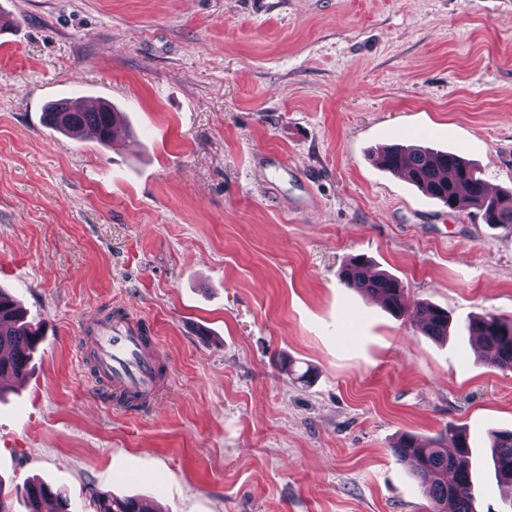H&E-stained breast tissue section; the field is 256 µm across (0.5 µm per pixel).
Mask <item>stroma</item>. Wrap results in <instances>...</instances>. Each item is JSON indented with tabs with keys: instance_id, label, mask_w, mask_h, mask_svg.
<instances>
[{
	"instance_id": "stroma-1",
	"label": "stroma",
	"mask_w": 512,
	"mask_h": 512,
	"mask_svg": "<svg viewBox=\"0 0 512 512\" xmlns=\"http://www.w3.org/2000/svg\"><path fill=\"white\" fill-rule=\"evenodd\" d=\"M0 288L41 325L0 400V481L164 512H429L390 447L466 430L478 512H504L489 433L512 372L473 316L512 318V233L381 168L385 146L464 151L512 189V0H0ZM123 114L103 145L49 127L62 98ZM400 280L393 316L340 281ZM425 300L448 337L418 329ZM159 339L158 404L108 405L81 327ZM340 279L346 287L377 298L389 312L395 315L404 312V289L398 279L385 272L373 271L364 256L351 258L341 270ZM93 512H154L155 503L142 497L113 496L107 492L91 490Z\"/></svg>"
}]
</instances>
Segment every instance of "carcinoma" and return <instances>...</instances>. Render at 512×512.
I'll return each mask as SVG.
<instances>
[{
    "label": "carcinoma",
    "instance_id": "obj_1",
    "mask_svg": "<svg viewBox=\"0 0 512 512\" xmlns=\"http://www.w3.org/2000/svg\"><path fill=\"white\" fill-rule=\"evenodd\" d=\"M48 124L73 136L88 134L105 145L120 116L105 103L90 111L76 98L58 101L45 112ZM378 162L409 181L421 192L452 212L476 209L485 223L512 233V191H488L481 172L456 152L435 151L417 145L395 144L383 150ZM348 288L376 298L389 312H404V289L397 278L372 270L363 256L349 260L340 272ZM422 332L434 338L448 334V312L427 302L413 310ZM471 335L481 345L479 355L489 367L512 371V318L493 314L470 324ZM40 342V328L25 320L17 302L0 289V375L24 376ZM398 459L414 462V475L432 504V512H476V486L472 471V451L466 432L448 425L444 433L424 442L412 435L400 437L391 446ZM492 466L498 483L512 491V431L492 432ZM93 512H154L155 503L142 497L114 496L90 491ZM26 512H76L73 500L62 490L45 482L28 484L22 492Z\"/></svg>",
    "mask_w": 512,
    "mask_h": 512
}]
</instances>
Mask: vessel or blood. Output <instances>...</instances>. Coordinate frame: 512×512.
Segmentation results:
<instances>
[{"mask_svg": "<svg viewBox=\"0 0 512 512\" xmlns=\"http://www.w3.org/2000/svg\"><path fill=\"white\" fill-rule=\"evenodd\" d=\"M82 332L95 358V378L109 388L114 399L135 395L157 400L164 377L163 358L148 325L118 316L83 326Z\"/></svg>", "mask_w": 512, "mask_h": 512, "instance_id": "1", "label": "vessel or blood"}]
</instances>
